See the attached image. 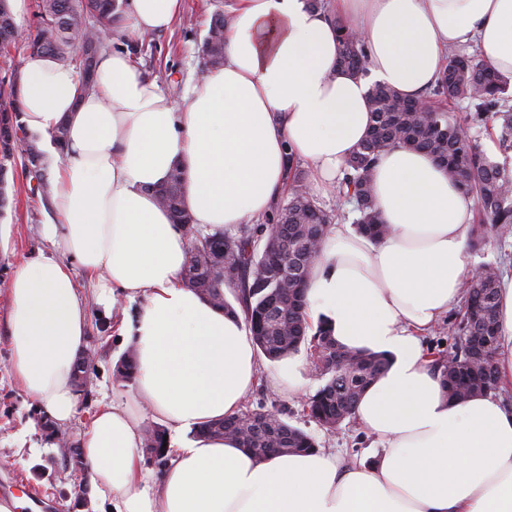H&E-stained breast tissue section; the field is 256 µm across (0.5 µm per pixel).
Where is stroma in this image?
I'll list each match as a JSON object with an SVG mask.
<instances>
[{
    "mask_svg": "<svg viewBox=\"0 0 512 512\" xmlns=\"http://www.w3.org/2000/svg\"><path fill=\"white\" fill-rule=\"evenodd\" d=\"M223 9L224 0H183V11L171 30L151 36L147 43H134L130 50L143 70L159 77L173 97H180L188 81L205 68L203 43L214 14ZM8 168V204L0 211V225L10 227L9 242L0 248V499L36 498L41 502L40 512H97V504H82L56 446L46 441L37 423L34 400L7 371L10 345L6 287L24 259L53 251L42 236V226L52 215L48 196L38 188L22 161L9 163ZM88 333L97 355L87 384L88 398L79 402L77 415L68 427L76 438L102 399L123 401L133 393L132 385H118L113 377L116 363L130 351V344L94 313L89 316ZM296 378L302 386L289 392L285 363L266 364L259 385L246 399V408L262 406L286 412L294 425L316 438L320 448L345 458L374 460L378 446L357 422H344L328 432L302 415L305 398L316 392L320 382L307 369L298 372ZM20 455L25 457L26 466L17 465Z\"/></svg>",
    "mask_w": 512,
    "mask_h": 512,
    "instance_id": "obj_1",
    "label": "stroma"
}]
</instances>
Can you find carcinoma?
<instances>
[{"label":"carcinoma","instance_id":"cac0c4a2","mask_svg":"<svg viewBox=\"0 0 512 512\" xmlns=\"http://www.w3.org/2000/svg\"><path fill=\"white\" fill-rule=\"evenodd\" d=\"M38 24L24 38V50L49 55L72 65L81 75L82 87L93 82L97 58L105 42L89 38L75 46L74 29L96 19L105 28L120 26L124 18L116 0H39ZM219 13L211 21L203 51L208 63L224 60V26ZM339 62L354 75L368 71L365 44L350 27L340 26ZM509 80L478 57L454 54L436 84L418 100H410L391 87L376 84L370 91V134L346 160L336 198L356 201L357 230L373 240L390 232L379 215L372 191V172L379 155L394 146L429 154L464 193L474 196L482 217L472 230V245L479 248L493 231L499 242L512 236V174L494 161L478 144L472 129L491 111L500 121L499 150L512 151V105L506 93ZM12 95L11 113L0 112V132L9 128L19 137L23 126L18 89ZM463 101L469 104V123L461 124L432 101ZM294 184L288 201L254 224H240L229 231L199 233L184 268L202 267V280L184 279L187 287L227 312L235 311L222 290L231 295L250 323L252 342L270 362H280L306 349L309 363L320 368L323 381L303 403V414L327 430L353 418L364 390L390 364V358L365 350L347 348L326 326L313 328L305 316L308 274L316 257L311 248L320 242L330 225L345 218L340 209H325L307 191L298 161L288 158ZM177 224L191 223L182 199V176L172 170L168 181L155 191ZM512 269V251H501L498 262L485 265L479 276L463 282L464 312L454 328L451 352L433 353V366L440 370L448 395L464 399L479 392L478 385L497 386L496 333L498 287ZM134 353L128 352L116 365V373L130 383ZM265 407L208 423L200 433L210 436L237 435L239 446L257 458L267 455L308 453L318 449L316 439L277 415L268 419ZM165 428L155 425L145 432L143 451L161 466L168 462Z\"/></svg>","mask_w":512,"mask_h":512}]
</instances>
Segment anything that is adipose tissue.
<instances>
[{
    "label": "adipose tissue",
    "mask_w": 512,
    "mask_h": 512,
    "mask_svg": "<svg viewBox=\"0 0 512 512\" xmlns=\"http://www.w3.org/2000/svg\"><path fill=\"white\" fill-rule=\"evenodd\" d=\"M182 0H130L119 48L86 90L72 66L26 56L21 121L48 161L60 256L26 260L7 285L10 372L62 427L77 413V357L98 306L135 350L134 395L101 402L79 448L92 498L108 512H512V276L499 288L497 388L450 398L423 336L462 302L473 200L425 153L385 150L373 191L391 232L330 225L309 276L306 315L336 341L391 356L354 417L375 462L323 451L259 460L229 437L169 447L160 476L143 465L144 416L176 430L244 410L263 368L244 315L186 288L190 241L154 197L173 168L195 227L229 229L269 213L288 188L287 156L332 194L370 128L377 82L416 97L451 47L473 42L512 79V0H224V62L173 98L127 48L170 29ZM366 43L368 78L337 65L338 23ZM66 125L65 144L53 134ZM92 289L79 292L69 259ZM139 300V316L119 300Z\"/></svg>",
    "instance_id": "obj_1"
}]
</instances>
